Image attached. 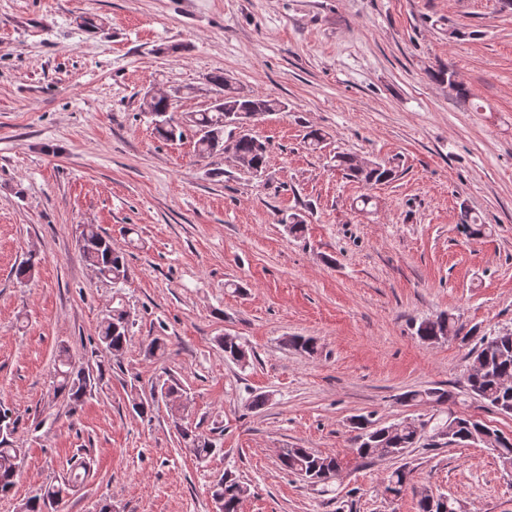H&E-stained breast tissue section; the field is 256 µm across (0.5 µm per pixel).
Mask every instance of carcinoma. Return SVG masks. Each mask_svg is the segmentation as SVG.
<instances>
[{
	"mask_svg": "<svg viewBox=\"0 0 512 512\" xmlns=\"http://www.w3.org/2000/svg\"><path fill=\"white\" fill-rule=\"evenodd\" d=\"M207 82L217 91L224 92V102L215 104L203 112L191 115L189 128L197 137L196 148L201 156L221 151L230 153L237 163L259 175L266 165L268 146L254 136L235 134L236 126L232 122L254 120L270 112H279L285 105L272 96L245 94L231 87L221 72L211 73ZM151 115L155 117L156 130L166 139L184 136L186 128L176 123L168 105L163 100L153 103ZM335 167L353 180L372 187L392 180L395 172L381 163L366 169L357 167V158L350 154H338L334 157ZM458 223L462 232L469 237H480L487 227L478 222V217L466 205H461ZM79 251L85 261L97 273L98 277L118 286L128 280L129 266L126 254L117 249L112 238L103 234L93 224L80 225L77 238ZM132 323L129 314L115 307L107 315L97 333V345L109 359L117 360L125 352L130 341ZM415 335L425 341L435 336L456 338L462 334L463 326L452 314L442 313L435 318L421 320L414 325ZM225 358L238 364L249 362V349L238 336H226L222 341ZM472 361L483 366L477 373H467L465 383L468 394L482 401L502 415L512 416V329H503L478 339L471 350ZM106 373V365L100 360L96 369L85 368L73 362L70 350L62 345L55 359V382L53 395L63 398L71 408L82 405L87 395L98 386ZM181 385L174 379L164 381L153 389L150 397L143 398L137 393L131 394L132 408L141 415L151 412L155 395H160L170 405L176 415V428L184 447L198 460H205L214 452L211 439L199 431L198 427L186 421L178 405L181 397ZM455 400L453 393L441 388H428L423 391H408L400 396L403 403L424 402L436 407L444 406ZM459 421L457 430L448 440V444L464 445L470 443L469 435L475 423L459 417L447 416L434 423L433 434L448 429V421ZM355 432L353 448L362 459H393L399 453H406L424 438L417 433L414 421L397 423L398 430L388 432V427L377 426L369 418L358 416L351 421ZM484 428L497 436V444L492 448L501 462L512 463V436H506L499 430L484 425ZM23 449L16 447L6 436L0 438V497L14 489L19 474V461ZM279 461L282 469L301 477L313 484H327L334 479L342 468V461L330 455H323L309 448H284ZM412 470L403 464L395 468L389 478V485L397 493L405 491L411 481ZM81 475L71 471L69 477L46 483L40 492L27 499L23 512H55L59 502L73 490ZM247 488L231 474L215 483L211 488L213 501H221L224 512H240L241 503ZM418 512H456V501L446 496L438 504H431L424 498L418 500Z\"/></svg>",
	"mask_w": 512,
	"mask_h": 512,
	"instance_id": "obj_1",
	"label": "carcinoma"
}]
</instances>
